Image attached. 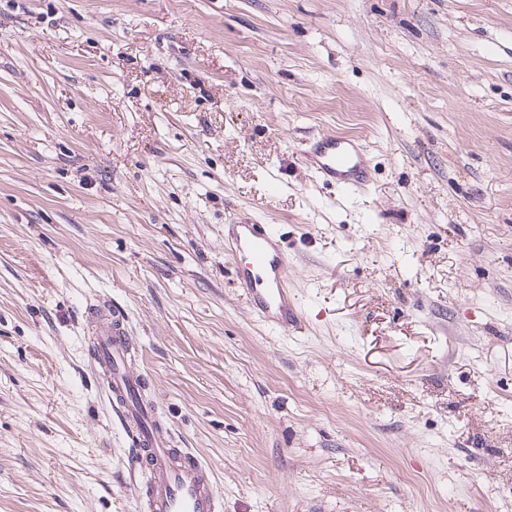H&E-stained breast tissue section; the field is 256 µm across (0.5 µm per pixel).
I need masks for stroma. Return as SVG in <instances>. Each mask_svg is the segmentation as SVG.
Here are the masks:
<instances>
[{
    "instance_id": "obj_1",
    "label": "stroma",
    "mask_w": 512,
    "mask_h": 512,
    "mask_svg": "<svg viewBox=\"0 0 512 512\" xmlns=\"http://www.w3.org/2000/svg\"><path fill=\"white\" fill-rule=\"evenodd\" d=\"M103 303L223 512H512V0H0V512H141ZM302 158L325 183L358 186L368 177L364 150L354 139L320 136L302 151ZM224 227V247L243 262L235 267L238 288L251 311L288 334L300 324L295 297L288 288L289 260L270 224L234 222Z\"/></svg>"
}]
</instances>
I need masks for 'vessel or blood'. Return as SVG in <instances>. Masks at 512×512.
Wrapping results in <instances>:
<instances>
[{
  "label": "vessel or blood",
  "mask_w": 512,
  "mask_h": 512,
  "mask_svg": "<svg viewBox=\"0 0 512 512\" xmlns=\"http://www.w3.org/2000/svg\"><path fill=\"white\" fill-rule=\"evenodd\" d=\"M302 157L329 184L358 186L368 177L361 144L347 137L320 136ZM224 246L242 258L235 268L236 279L251 311L281 332L297 329L300 316L288 286V255L273 226L225 225ZM94 336L93 361L106 375L112 409L132 440L131 468L149 476L142 493L147 512H223L211 465L190 449L178 447L155 404L140 396V380L132 370L138 339L124 310L102 306Z\"/></svg>",
  "instance_id": "obj_1"
}]
</instances>
